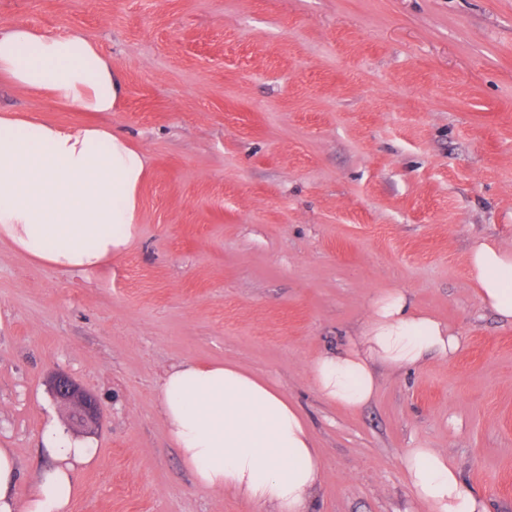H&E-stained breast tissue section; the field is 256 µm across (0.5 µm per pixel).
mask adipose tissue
I'll list each match as a JSON object with an SVG mask.
<instances>
[{"mask_svg":"<svg viewBox=\"0 0 512 512\" xmlns=\"http://www.w3.org/2000/svg\"><path fill=\"white\" fill-rule=\"evenodd\" d=\"M0 81L69 111L113 112L123 100L111 59L79 31L1 27ZM147 176L144 153L111 125L1 112L0 242L60 270L100 267L136 240ZM467 263L482 303L512 319V251L479 240ZM459 348L447 325L393 290L374 301L361 337L316 358L311 378L323 398L354 411L374 397L380 369L446 359ZM158 395L169 438L197 486L237 496L254 512H308L322 461L303 415L282 392L231 362L183 361L161 377ZM43 443L49 463L22 501L15 455L0 448V512H71L78 474L95 452L54 429ZM404 470L427 512H486L441 451L410 449Z\"/></svg>","mask_w":512,"mask_h":512,"instance_id":"1","label":"adipose tissue"}]
</instances>
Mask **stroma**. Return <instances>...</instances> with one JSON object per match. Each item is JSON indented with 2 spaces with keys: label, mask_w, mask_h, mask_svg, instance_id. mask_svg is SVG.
<instances>
[{
  "label": "stroma",
  "mask_w": 512,
  "mask_h": 512,
  "mask_svg": "<svg viewBox=\"0 0 512 512\" xmlns=\"http://www.w3.org/2000/svg\"><path fill=\"white\" fill-rule=\"evenodd\" d=\"M80 31L122 75L96 113L148 161L139 234L61 271L0 242V448L16 493L65 427L63 374L101 425L72 512H253L198 487L157 404L171 365L233 362L304 414L323 463L310 512H426L412 448L446 453L512 512V320L466 258L512 250V0H0V25ZM0 110L79 112L0 82ZM401 289L448 324L452 358L383 370L373 401L327 402L311 365Z\"/></svg>",
  "instance_id": "1"
}]
</instances>
